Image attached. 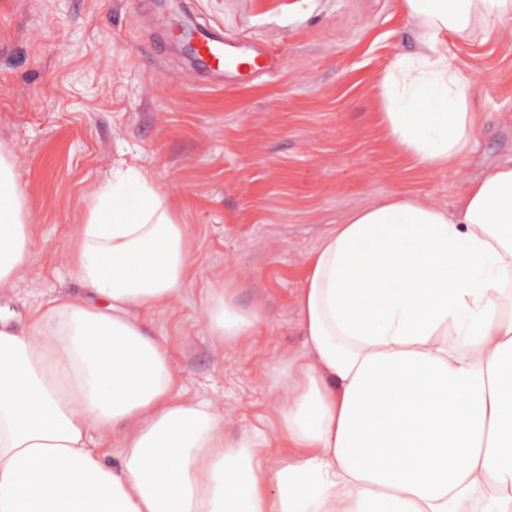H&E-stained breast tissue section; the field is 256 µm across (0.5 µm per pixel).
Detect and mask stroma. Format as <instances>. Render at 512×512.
<instances>
[{
  "label": "stroma",
  "instance_id": "1",
  "mask_svg": "<svg viewBox=\"0 0 512 512\" xmlns=\"http://www.w3.org/2000/svg\"><path fill=\"white\" fill-rule=\"evenodd\" d=\"M195 29L276 54L238 79L183 59L160 0H0V153L17 162L33 250L0 307L26 326L76 296L68 241L103 184L147 170L196 241L195 273L146 317L194 398L271 457L287 454L274 384L304 350L295 296L309 255L355 209L392 195L452 205L512 159V38L448 34L482 128L435 170L388 137L379 80L417 50L401 0H181ZM238 282L263 307L234 348L209 336L201 298Z\"/></svg>",
  "mask_w": 512,
  "mask_h": 512
}]
</instances>
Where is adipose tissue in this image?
Masks as SVG:
<instances>
[{
	"label": "adipose tissue",
	"instance_id": "ef3b65f1",
	"mask_svg": "<svg viewBox=\"0 0 512 512\" xmlns=\"http://www.w3.org/2000/svg\"><path fill=\"white\" fill-rule=\"evenodd\" d=\"M419 48L380 85L395 144L433 167L462 158L480 118L448 33L512 0H401ZM105 186L67 254L84 290L23 329L0 327V512H512V164L453 206L394 196L311 254L305 336L278 403L291 451L266 461L187 397L142 314L185 287L194 241L146 173ZM16 165L0 155V290L31 246ZM232 281L202 313L225 347L250 336ZM117 442L116 463L93 436Z\"/></svg>",
	"mask_w": 512,
	"mask_h": 512
}]
</instances>
